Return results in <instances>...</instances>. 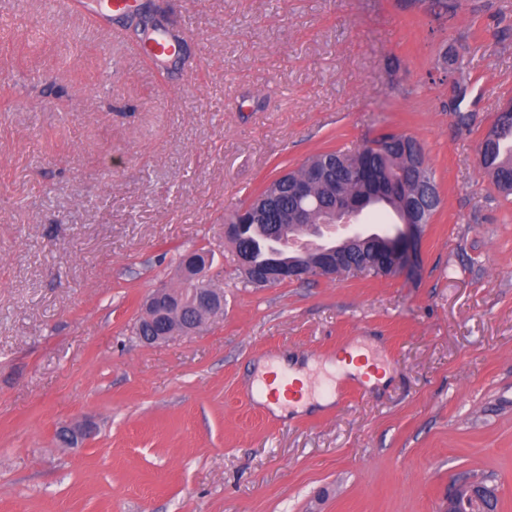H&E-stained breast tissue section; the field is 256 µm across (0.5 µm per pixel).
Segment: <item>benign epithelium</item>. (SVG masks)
I'll return each mask as SVG.
<instances>
[{"mask_svg": "<svg viewBox=\"0 0 512 512\" xmlns=\"http://www.w3.org/2000/svg\"><path fill=\"white\" fill-rule=\"evenodd\" d=\"M345 231V236L339 241H328L318 244L313 251L318 257L316 272L323 277H333L342 269L348 267L350 272L356 273L358 269L348 266L349 248L358 244L374 242L394 251L403 260L404 270L417 268L420 264V238L421 225L402 224L400 230L391 237H385L373 232L361 224H316L311 228V234L322 237L338 230ZM240 268L253 279L265 284L276 285L288 281H301L310 277L307 267L283 261H273L261 268L253 265L251 255L241 253L238 255ZM211 259L191 258L183 265V273L192 277L196 287L190 292H175L161 287L154 289L145 298L141 317L154 321L165 317L173 325V334L180 337H189L196 333L199 325L188 323L182 319L187 309H193L208 317L218 318L224 315L223 292L211 287L207 278V270ZM96 434V428L90 424H78L62 428L58 435L67 443H75L91 439ZM496 493L494 487L478 480L463 481L448 495V512H467L469 505L479 503L483 509L490 510L489 503L493 502L492 494Z\"/></svg>", "mask_w": 512, "mask_h": 512, "instance_id": "1", "label": "benign epithelium"}]
</instances>
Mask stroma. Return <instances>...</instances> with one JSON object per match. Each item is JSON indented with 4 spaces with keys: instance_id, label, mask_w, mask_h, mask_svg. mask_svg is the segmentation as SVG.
Returning <instances> with one entry per match:
<instances>
[{
    "instance_id": "35a3bbf8",
    "label": "stroma",
    "mask_w": 512,
    "mask_h": 512,
    "mask_svg": "<svg viewBox=\"0 0 512 512\" xmlns=\"http://www.w3.org/2000/svg\"><path fill=\"white\" fill-rule=\"evenodd\" d=\"M181 39L101 30L96 0H0V512H445L486 478L512 512V204L477 146L512 97V0H138ZM470 78L448 110L441 54ZM441 203L415 276L246 283L224 220L282 172L387 133ZM213 256L224 315L148 345L152 290ZM338 381L278 417L247 393L285 357ZM94 422L67 445L61 427ZM139 50L151 59L163 61L179 52L180 40L172 35L154 36L142 43Z\"/></svg>"
}]
</instances>
